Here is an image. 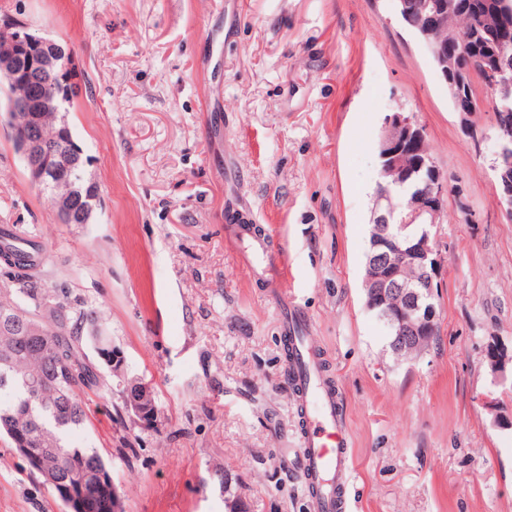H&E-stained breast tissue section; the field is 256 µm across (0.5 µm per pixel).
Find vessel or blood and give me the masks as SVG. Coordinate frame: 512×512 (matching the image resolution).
I'll use <instances>...</instances> for the list:
<instances>
[{
	"label": "vessel or blood",
	"instance_id": "obj_1",
	"mask_svg": "<svg viewBox=\"0 0 512 512\" xmlns=\"http://www.w3.org/2000/svg\"><path fill=\"white\" fill-rule=\"evenodd\" d=\"M227 243L253 272L287 282L282 264L271 258L263 236L243 229ZM278 307L282 332L293 350L288 371L302 422L300 473L310 509L345 512L353 459L336 385L325 375L323 359L316 356L304 334L308 325L304 315L283 297Z\"/></svg>",
	"mask_w": 512,
	"mask_h": 512
}]
</instances>
